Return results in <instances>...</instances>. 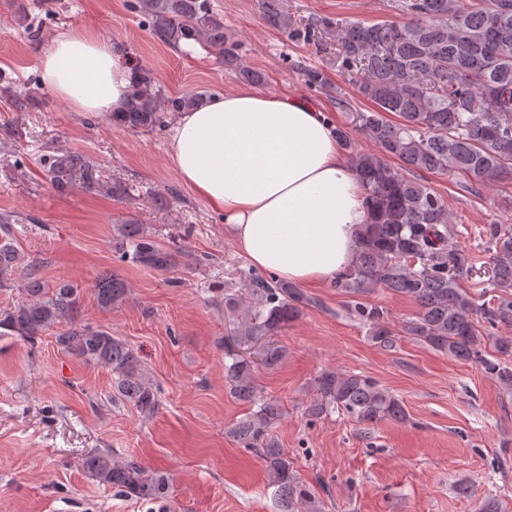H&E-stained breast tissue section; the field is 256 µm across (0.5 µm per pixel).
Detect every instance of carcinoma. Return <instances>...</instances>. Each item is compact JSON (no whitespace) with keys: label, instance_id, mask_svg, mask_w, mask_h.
<instances>
[{"label":"carcinoma","instance_id":"cac0c4a2","mask_svg":"<svg viewBox=\"0 0 512 512\" xmlns=\"http://www.w3.org/2000/svg\"><path fill=\"white\" fill-rule=\"evenodd\" d=\"M14 6L18 25L38 40L41 20L35 4L15 0ZM392 8L400 20L369 23L320 17L299 29L284 0H261L266 23L288 39L318 49L326 37H335L336 71L372 104L357 113L358 131L377 150L349 155L370 222L358 240L355 264L336 276L332 287L354 297L348 313L371 326L374 342L386 348L393 345L387 311L355 297L383 288L409 298L418 312L404 326L407 335L455 359L479 364L512 388V364L501 360L512 356V336L499 334L501 328L512 330V228L489 224L480 230L489 244L492 273L485 290L490 298L480 302L461 285L473 265L469 253L449 245L455 224L447 202L413 177L415 172H455L487 184L512 173V0H393ZM133 9L146 17L158 43L185 55L198 46L245 81L263 83L262 73L244 64L238 45L224 33V17L214 12L210 0H137ZM134 75L132 95L116 119L127 129L160 131L169 113L208 98L205 92L169 97L150 72L136 66ZM301 75L311 88L329 86L323 67L303 68ZM0 81L4 96L16 109H25L29 92L2 76ZM389 114L398 120H389ZM40 162L61 195L69 192L78 172L85 191L103 189L95 162L85 153L43 154ZM115 246L146 269L163 271L176 263L177 253L155 245L132 217L118 229ZM19 263L11 239L1 237L0 288ZM245 283L247 299H225L240 319L234 347L224 353V379L229 392L249 404L250 411L227 433L262 459L284 512H295L303 504L316 512L319 506L273 433L283 417L282 405L257 396L252 361L235 351L288 326L308 300L288 283L250 272ZM22 286L27 300L0 313V330L33 342L62 325L55 341L63 351L86 364L110 368L116 394L141 412L151 415L158 410L157 393L133 349L110 331L81 322L77 287L66 280L51 287L32 268ZM94 291L98 305L111 310L125 301L128 286L111 273L97 279ZM486 341L498 357L485 354ZM259 357L265 368L274 369L284 352L267 346ZM315 389L317 398L308 408L313 417L335 412L366 425L407 420L402 402L362 374L325 369L315 378ZM81 466L98 483L130 498L150 501L167 492L166 475L133 460H119L110 450L85 456Z\"/></svg>","mask_w":512,"mask_h":512}]
</instances>
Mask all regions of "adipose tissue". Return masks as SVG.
Wrapping results in <instances>:
<instances>
[{
	"instance_id": "ef3b65f1",
	"label": "adipose tissue",
	"mask_w": 512,
	"mask_h": 512,
	"mask_svg": "<svg viewBox=\"0 0 512 512\" xmlns=\"http://www.w3.org/2000/svg\"><path fill=\"white\" fill-rule=\"evenodd\" d=\"M41 83L78 112L123 111L133 71L102 38L63 33L40 60ZM169 161L223 213L257 268L296 284L325 282L356 260L368 214L332 124L300 97L250 89L210 96L175 113Z\"/></svg>"
}]
</instances>
